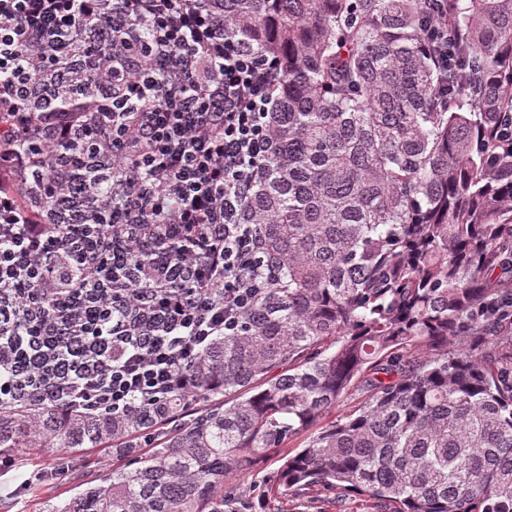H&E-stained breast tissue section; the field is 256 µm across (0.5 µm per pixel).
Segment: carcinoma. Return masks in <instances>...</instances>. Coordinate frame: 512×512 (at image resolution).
I'll return each mask as SVG.
<instances>
[{
	"label": "carcinoma",
	"mask_w": 512,
	"mask_h": 512,
	"mask_svg": "<svg viewBox=\"0 0 512 512\" xmlns=\"http://www.w3.org/2000/svg\"><path fill=\"white\" fill-rule=\"evenodd\" d=\"M218 2L224 35L281 68L240 217L275 261L262 296L189 394L76 414L58 379L0 401V452L135 461L43 512H228L227 477L308 431L268 496L512 512V0H442L445 26L429 0ZM445 32L446 64L426 51ZM89 110L112 102L59 104ZM191 398L206 408L185 419Z\"/></svg>",
	"instance_id": "cac0c4a2"
}]
</instances>
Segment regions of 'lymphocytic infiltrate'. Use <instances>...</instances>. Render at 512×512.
<instances>
[{
	"instance_id": "f902f5d3",
	"label": "lymphocytic infiltrate",
	"mask_w": 512,
	"mask_h": 512,
	"mask_svg": "<svg viewBox=\"0 0 512 512\" xmlns=\"http://www.w3.org/2000/svg\"><path fill=\"white\" fill-rule=\"evenodd\" d=\"M106 53L111 112L55 111ZM278 81L274 61L225 38L211 0H0V295L33 326L0 346L51 357L71 407L127 415L188 392L189 365L259 299L268 267L238 218ZM36 143L52 165H33ZM102 184L117 238L99 221ZM80 226L97 265L79 259ZM157 228L169 244L141 269Z\"/></svg>"
}]
</instances>
